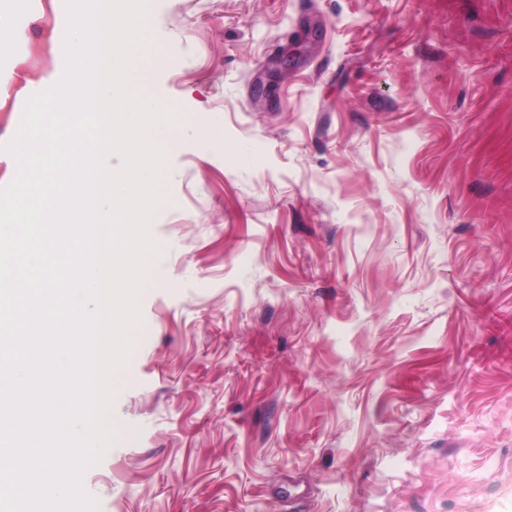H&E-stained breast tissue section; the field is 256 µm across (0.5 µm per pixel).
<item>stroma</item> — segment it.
I'll return each mask as SVG.
<instances>
[{
	"instance_id": "stroma-1",
	"label": "stroma",
	"mask_w": 512,
	"mask_h": 512,
	"mask_svg": "<svg viewBox=\"0 0 512 512\" xmlns=\"http://www.w3.org/2000/svg\"><path fill=\"white\" fill-rule=\"evenodd\" d=\"M145 39L181 121L101 512H512V0H147Z\"/></svg>"
}]
</instances>
